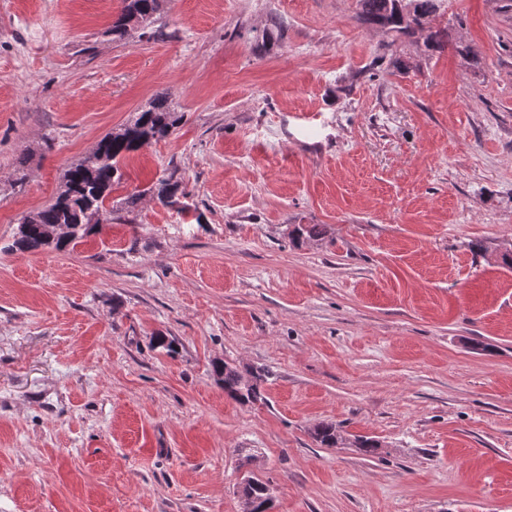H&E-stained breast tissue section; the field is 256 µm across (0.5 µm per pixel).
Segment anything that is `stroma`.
Wrapping results in <instances>:
<instances>
[{"label":"stroma","mask_w":512,"mask_h":512,"mask_svg":"<svg viewBox=\"0 0 512 512\" xmlns=\"http://www.w3.org/2000/svg\"><path fill=\"white\" fill-rule=\"evenodd\" d=\"M120 9L0 0V512H242L251 472L272 512H512V0H440V51L358 0H161L116 42ZM160 94L111 223L11 251ZM172 172L189 212L123 209ZM212 372L224 386V392L240 403H256L264 400L262 387L272 377L273 373L265 368L250 372V378L245 379L236 365L226 361L216 360L212 363ZM311 436L315 442L326 447H336L349 440L343 435L340 426L335 423H322L316 426L312 430Z\"/></svg>","instance_id":"obj_1"}]
</instances>
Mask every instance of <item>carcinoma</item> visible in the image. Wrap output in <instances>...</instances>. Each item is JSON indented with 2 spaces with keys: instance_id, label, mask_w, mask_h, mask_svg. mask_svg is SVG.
<instances>
[{
  "instance_id": "1",
  "label": "carcinoma",
  "mask_w": 512,
  "mask_h": 512,
  "mask_svg": "<svg viewBox=\"0 0 512 512\" xmlns=\"http://www.w3.org/2000/svg\"><path fill=\"white\" fill-rule=\"evenodd\" d=\"M122 2V9L109 28L115 41L125 39L134 28L149 27L159 11L160 0ZM359 5V18L367 24L402 34L423 32L427 46L433 50L445 45L444 34L430 26L437 0H359ZM181 121L182 113L172 107L165 96L159 95L129 122L104 135L93 153L63 172L60 191L51 203L20 218L10 249L62 251L82 242L98 227L91 223L92 217L112 215L107 202L112 187L123 177L120 162L145 144L171 135ZM180 188L179 181L160 178L148 188V193L159 204L169 207L176 203ZM61 225L67 226L70 232L64 238H57L53 233ZM293 233L298 238L315 239L325 235L326 228L322 224H299ZM212 372L224 386V393L240 403L264 400L262 387L273 377L271 371L259 368L251 371L250 378L246 379L237 366L222 360L212 363ZM311 436L326 447L347 442L340 426L334 423L316 426Z\"/></svg>"
}]
</instances>
